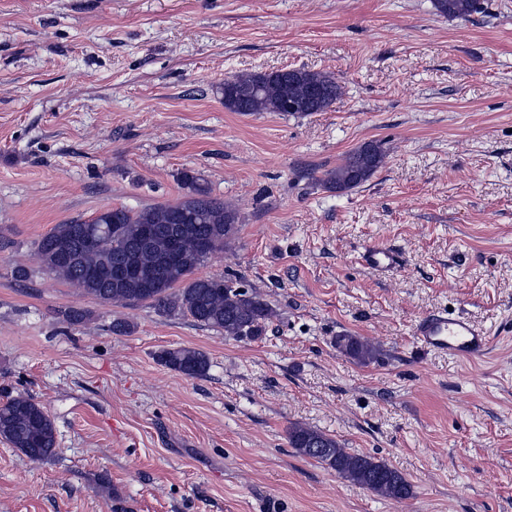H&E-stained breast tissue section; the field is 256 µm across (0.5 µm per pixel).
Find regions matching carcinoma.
<instances>
[{"mask_svg":"<svg viewBox=\"0 0 512 512\" xmlns=\"http://www.w3.org/2000/svg\"><path fill=\"white\" fill-rule=\"evenodd\" d=\"M432 5L437 14L449 19H467L480 10V0H432ZM341 94L342 86L335 78L305 69L242 72L224 79L222 85L224 108L245 114L324 112ZM385 158L382 144L364 143L328 170L322 183L338 192L353 189L368 181ZM179 181L185 194L177 202L136 211L123 206L107 208L89 220L56 225L37 244L43 270L105 303H145L166 315H188L236 340L262 336L275 311L260 294L234 285L229 278H190L198 266L235 239L238 212L213 196L200 174L184 171ZM147 224L161 229L149 245L141 240ZM172 235L179 240L173 263L168 261ZM121 262L137 268V279L119 282L112 276V269ZM336 346L363 364L378 354L370 340L359 336H339ZM158 360L189 378L202 376L209 368L207 355L190 348L165 349ZM0 439L32 460H45L56 453L55 422L30 396H15L0 404ZM288 444L297 454L327 465L380 496L405 499L412 494L411 484L398 470L372 456L346 451L319 430L291 426Z\"/></svg>","mask_w":512,"mask_h":512,"instance_id":"cac0c4a2","label":"carcinoma"}]
</instances>
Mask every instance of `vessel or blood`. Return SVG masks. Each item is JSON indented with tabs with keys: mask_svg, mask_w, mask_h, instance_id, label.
Returning a JSON list of instances; mask_svg holds the SVG:
<instances>
[{
	"mask_svg": "<svg viewBox=\"0 0 512 512\" xmlns=\"http://www.w3.org/2000/svg\"><path fill=\"white\" fill-rule=\"evenodd\" d=\"M362 263L368 269L383 272L397 265L398 255L387 245L375 244L363 252ZM414 335L424 348L460 359L484 358L491 345L488 331L465 315L445 310L420 318Z\"/></svg>",
	"mask_w": 512,
	"mask_h": 512,
	"instance_id": "b4317fda",
	"label": "vessel or blood"
}]
</instances>
